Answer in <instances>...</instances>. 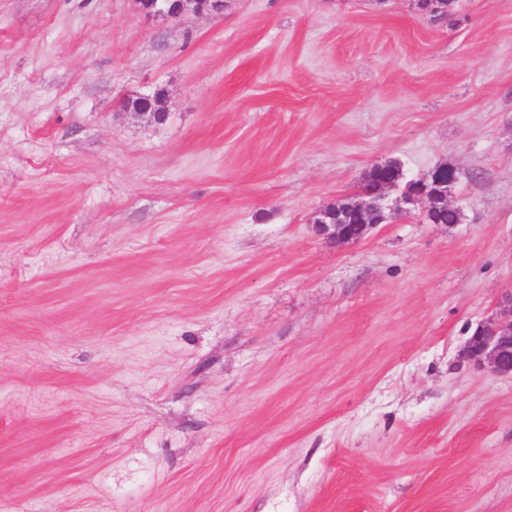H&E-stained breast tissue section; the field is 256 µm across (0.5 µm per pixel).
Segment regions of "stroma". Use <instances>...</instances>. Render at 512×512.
Returning <instances> with one entry per match:
<instances>
[{
    "instance_id": "1",
    "label": "stroma",
    "mask_w": 512,
    "mask_h": 512,
    "mask_svg": "<svg viewBox=\"0 0 512 512\" xmlns=\"http://www.w3.org/2000/svg\"><path fill=\"white\" fill-rule=\"evenodd\" d=\"M511 297L512 0H0V512H512ZM161 2L155 6L139 8L148 17H157L165 20H177L189 14H202L204 12H220L224 8L223 0H157ZM397 186L398 185L394 183H387L385 188L379 190L380 184L372 169L366 177L363 193L379 191L376 194L363 195L354 203L358 216L365 224L358 222V220L352 217L350 210L353 201L343 200L325 207L328 211L336 213L337 205L345 213H348V222L342 224L340 215L336 214L335 218L324 209H321L316 214L319 224L314 223L316 224L317 231L322 235L335 239L336 242L339 243L356 242L363 238L370 229L378 224L386 223L389 219L390 212L395 208L399 211H403L420 207L423 215L429 212L430 201L423 195H417L411 192L408 187L402 190L400 197L394 203L395 207L386 205L384 201L387 191ZM350 224H352V226H350ZM350 228H352L353 231H350ZM461 356L493 374L512 376V297L497 317L478 324Z\"/></svg>"
}]
</instances>
